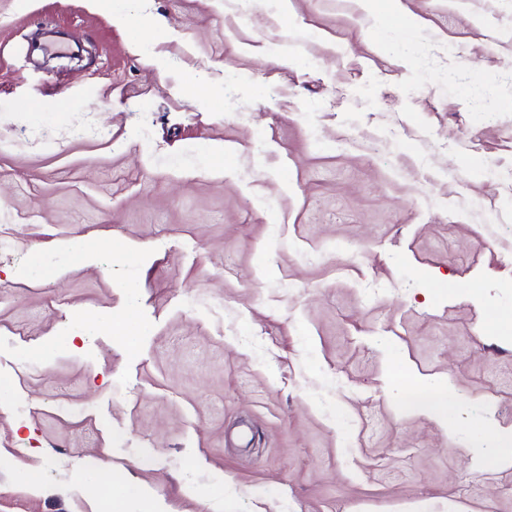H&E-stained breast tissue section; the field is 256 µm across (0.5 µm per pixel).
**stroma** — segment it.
Returning <instances> with one entry per match:
<instances>
[{
  "instance_id": "35a3bbf8",
  "label": "stroma",
  "mask_w": 512,
  "mask_h": 512,
  "mask_svg": "<svg viewBox=\"0 0 512 512\" xmlns=\"http://www.w3.org/2000/svg\"><path fill=\"white\" fill-rule=\"evenodd\" d=\"M400 5L0 0V512H512V0ZM419 385L418 391H410L413 397L408 401V408L426 411L448 421L454 414V399L429 382H421ZM91 482L99 486L104 494L102 507L105 512H166L161 502L154 499L150 492L132 482L122 471H115L102 484H98L94 473L90 470Z\"/></svg>"
}]
</instances>
